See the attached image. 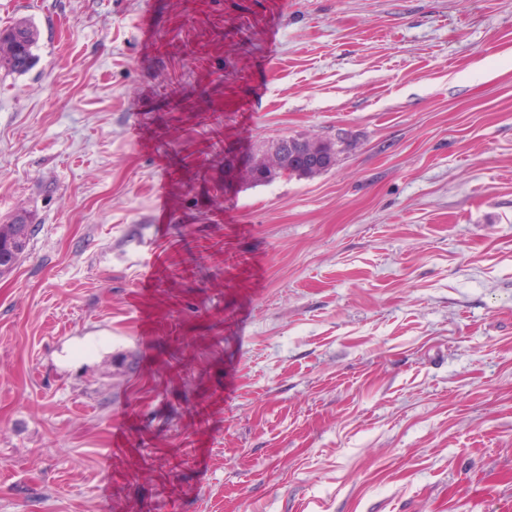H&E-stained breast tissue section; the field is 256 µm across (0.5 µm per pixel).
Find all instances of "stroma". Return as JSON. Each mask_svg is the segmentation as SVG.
<instances>
[{"label":"stroma","mask_w":512,"mask_h":512,"mask_svg":"<svg viewBox=\"0 0 512 512\" xmlns=\"http://www.w3.org/2000/svg\"><path fill=\"white\" fill-rule=\"evenodd\" d=\"M0 512H512V0H0ZM334 143L252 182L262 145ZM37 42L36 30L25 22L5 29L0 34V67L19 74L27 71L36 60ZM14 228H15V224H1L0 225V239L3 238V245L5 246L10 238H13V240H14V244H13V242H10L9 247H7V249L10 252V255L8 257L5 254V252H3V255L1 257V247H0V274L7 273L14 267V263H13L14 255H16L18 253V255H17V259H18V256L25 251V249L28 245V242L30 240V237H29V234L31 231L30 224H17L16 234L14 235V237H12V231ZM27 238H28V240L26 241V243L20 248V244L23 241L25 242V240ZM14 245H15V247H14ZM19 248H20V250L18 252Z\"/></svg>","instance_id":"obj_1"}]
</instances>
